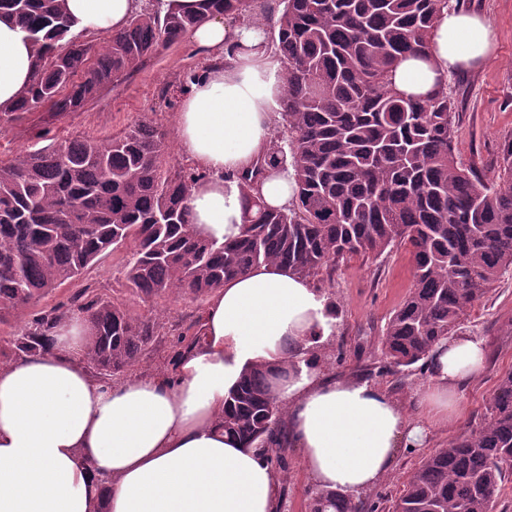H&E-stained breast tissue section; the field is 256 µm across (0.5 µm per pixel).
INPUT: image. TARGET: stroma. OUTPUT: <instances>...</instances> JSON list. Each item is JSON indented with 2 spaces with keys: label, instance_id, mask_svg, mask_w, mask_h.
<instances>
[{
  "label": "stroma",
  "instance_id": "stroma-1",
  "mask_svg": "<svg viewBox=\"0 0 512 512\" xmlns=\"http://www.w3.org/2000/svg\"><path fill=\"white\" fill-rule=\"evenodd\" d=\"M452 5L485 15L495 33V50L484 66L448 79V89L458 104L453 132L456 159L483 179L494 181L503 166V148L512 142V0H452ZM200 59V50L186 38L160 47L142 69L77 111L57 115L42 108L18 121L0 120V162L66 138L116 135L140 121L175 131L181 96L191 77L198 74ZM125 256V251L119 250L103 257L79 280L41 299L38 306L50 309L88 286L103 298L124 305L133 316L154 319V340L131 371L147 376L171 374L173 344L179 333L201 320L207 301L189 297L141 301L119 272ZM412 285L413 263L400 248L374 259H352L337 268L333 280L318 282L336 305L335 336L324 352L329 373L383 384L414 418L418 412L413 395L427 381V371L409 368L393 376L378 371L383 363L385 323ZM511 319L509 272L475 305L464 323L465 329L485 339L487 364L464 389L463 413L433 431L430 449L447 447L449 441L482 422L499 376L512 369V335L506 331ZM278 481L277 512H307L313 484L302 466L299 449H289L288 471L279 474Z\"/></svg>",
  "mask_w": 512,
  "mask_h": 512
}]
</instances>
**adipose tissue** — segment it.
Here are the masks:
<instances>
[{"instance_id": "adipose-tissue-1", "label": "adipose tissue", "mask_w": 512, "mask_h": 512, "mask_svg": "<svg viewBox=\"0 0 512 512\" xmlns=\"http://www.w3.org/2000/svg\"><path fill=\"white\" fill-rule=\"evenodd\" d=\"M140 2L65 0V8L79 30L108 33L123 29ZM190 38L207 56L178 114L180 151L203 174L190 217L204 236L230 241L244 224L241 176L281 118L286 74L265 26L214 16ZM493 47L485 17L441 10L424 56L397 60L392 84L429 93L481 66ZM39 65L37 45L0 17V112ZM335 326L312 278L259 264L211 295L202 339L172 375L103 382L86 367L85 320L63 319L54 349L0 367V512H275L265 448L242 447L218 424L225 396L255 365L269 370L288 410V442L315 488L360 501L398 449L425 447L435 424L459 415L485 341L463 331L433 348L414 422L383 386L326 371L321 354Z\"/></svg>"}]
</instances>
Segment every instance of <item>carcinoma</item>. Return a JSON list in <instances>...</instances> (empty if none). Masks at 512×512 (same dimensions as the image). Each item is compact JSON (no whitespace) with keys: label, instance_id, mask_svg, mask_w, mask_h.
I'll list each match as a JSON object with an SVG mask.
<instances>
[{"label":"carcinoma","instance_id":"obj_1","mask_svg":"<svg viewBox=\"0 0 512 512\" xmlns=\"http://www.w3.org/2000/svg\"><path fill=\"white\" fill-rule=\"evenodd\" d=\"M64 0H0V15L43 50L35 77L5 116L18 120L49 105L83 107L138 71L162 45L180 42L213 16L247 18L277 31L287 75L288 136L244 174L245 224L234 241L197 232L188 201L203 174L164 167L169 133L138 122L119 136L72 139L28 150L0 165V323L81 278L109 251L134 244L122 267L143 301L202 298L261 263L332 279L354 256L404 248L414 284L389 315L384 370L427 366L433 346L463 330L474 305L512 269V143L506 183L482 182L454 155L456 102L448 85L428 96L392 87L395 61L427 49L428 32L450 0H205L196 15L135 14L105 35L94 56ZM294 171L283 209L263 204L255 185ZM89 325L85 358L108 379L140 361L154 323L87 288L34 311L12 357L54 346L57 323L73 314ZM285 408L268 371L254 367L224 399V435L265 447L287 470ZM512 483V370L502 373L479 427L424 458L384 512H496ZM377 512L339 493L311 490L309 512Z\"/></svg>","mask_w":512,"mask_h":512}]
</instances>
